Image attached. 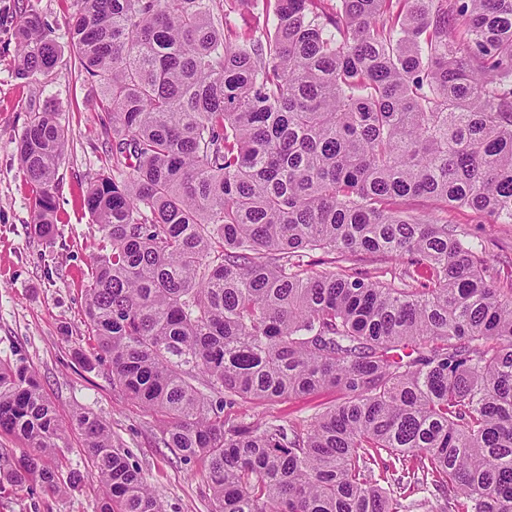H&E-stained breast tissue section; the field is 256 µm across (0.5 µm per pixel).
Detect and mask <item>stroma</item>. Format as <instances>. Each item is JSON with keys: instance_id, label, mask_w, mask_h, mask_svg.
<instances>
[{"instance_id": "35a3bbf8", "label": "stroma", "mask_w": 512, "mask_h": 512, "mask_svg": "<svg viewBox=\"0 0 512 512\" xmlns=\"http://www.w3.org/2000/svg\"><path fill=\"white\" fill-rule=\"evenodd\" d=\"M21 6L22 0H0V362L36 373L67 429L66 465L83 480L59 496L32 480L17 485L1 477L0 512H95L100 487L90 476L84 439L72 425L74 416L87 410L104 421L165 512H210L204 462L184 463L159 447L160 414L143 409L113 385L107 364L87 361L93 350L84 286L98 231L84 200L100 167L97 119L70 54H62L50 76L16 78L13 32ZM49 100L64 112L71 135L59 168L54 236L44 241L31 232V193L16 145L29 108ZM442 217L460 228L464 241L490 266L512 268V224L495 223L469 209L452 208ZM335 401V392L324 391L303 399L241 402L230 414L251 425L300 423Z\"/></svg>"}]
</instances>
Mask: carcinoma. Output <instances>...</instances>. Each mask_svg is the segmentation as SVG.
<instances>
[{"label": "carcinoma", "mask_w": 512, "mask_h": 512, "mask_svg": "<svg viewBox=\"0 0 512 512\" xmlns=\"http://www.w3.org/2000/svg\"><path fill=\"white\" fill-rule=\"evenodd\" d=\"M69 48L105 164L86 206L98 253L88 335L112 383L206 464L212 512H512V288L426 198L512 224V0H74ZM266 23L242 28L234 15ZM16 77L59 46L27 4ZM63 113L17 145L32 232L53 233ZM321 250L400 262L308 273ZM300 428L240 401L321 391ZM95 512H162L84 411ZM14 476L57 494L67 443L32 371L0 363ZM397 472L375 478V467Z\"/></svg>", "instance_id": "cac0c4a2"}]
</instances>
